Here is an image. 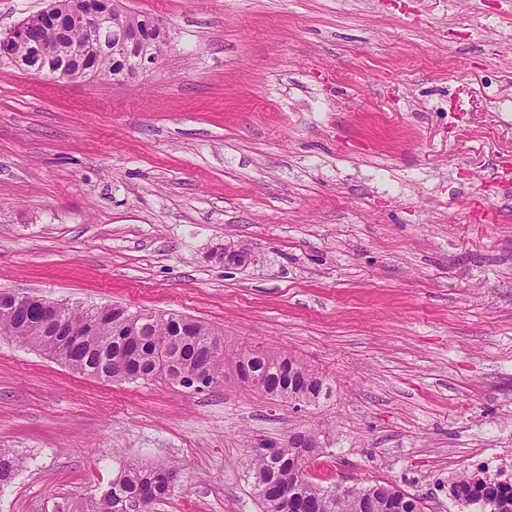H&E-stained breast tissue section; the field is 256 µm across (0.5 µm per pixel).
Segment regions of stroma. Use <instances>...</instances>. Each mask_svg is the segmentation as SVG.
<instances>
[{"label":"stroma","instance_id":"stroma-1","mask_svg":"<svg viewBox=\"0 0 512 512\" xmlns=\"http://www.w3.org/2000/svg\"><path fill=\"white\" fill-rule=\"evenodd\" d=\"M121 3L168 38L135 78L0 62V291L197 319L330 392L113 383L0 336V447L26 460L0 512L135 461L178 468L151 512H259L257 449L317 425L316 480L474 512L453 483L512 462V0Z\"/></svg>","mask_w":512,"mask_h":512}]
</instances>
